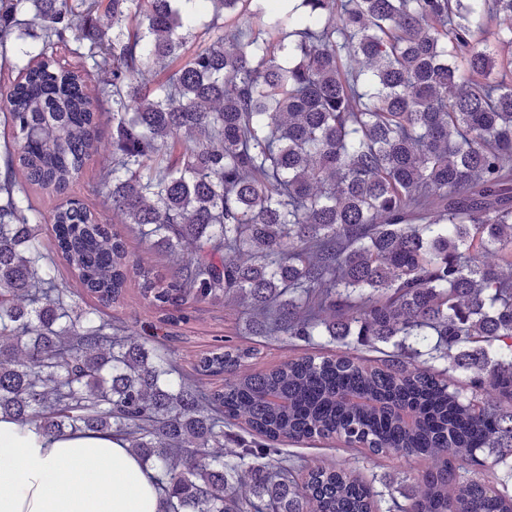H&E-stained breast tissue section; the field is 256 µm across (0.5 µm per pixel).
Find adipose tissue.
I'll use <instances>...</instances> for the list:
<instances>
[{
  "label": "adipose tissue",
  "mask_w": 512,
  "mask_h": 512,
  "mask_svg": "<svg viewBox=\"0 0 512 512\" xmlns=\"http://www.w3.org/2000/svg\"><path fill=\"white\" fill-rule=\"evenodd\" d=\"M155 472L124 441L49 437L0 416V512H159Z\"/></svg>",
  "instance_id": "1"
}]
</instances>
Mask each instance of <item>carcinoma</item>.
Here are the masks:
<instances>
[{"label":"carcinoma","mask_w":512,"mask_h":512,"mask_svg":"<svg viewBox=\"0 0 512 512\" xmlns=\"http://www.w3.org/2000/svg\"><path fill=\"white\" fill-rule=\"evenodd\" d=\"M212 2L189 53L181 0H0V59L42 42L0 82V415L121 438L162 512H512V0ZM104 120L112 223L29 203L80 181ZM133 282L150 332L99 315ZM221 301L245 336L334 349L254 370L227 337L183 374L159 332ZM333 434L418 463L402 499L278 448ZM128 236V235H127ZM129 250L135 252L136 255L143 258L145 261L150 262L154 265L155 270L165 274L170 265L168 260L159 256L148 244L141 243L138 239H135L132 235L127 237Z\"/></svg>","instance_id":"cac0c4a2"}]
</instances>
